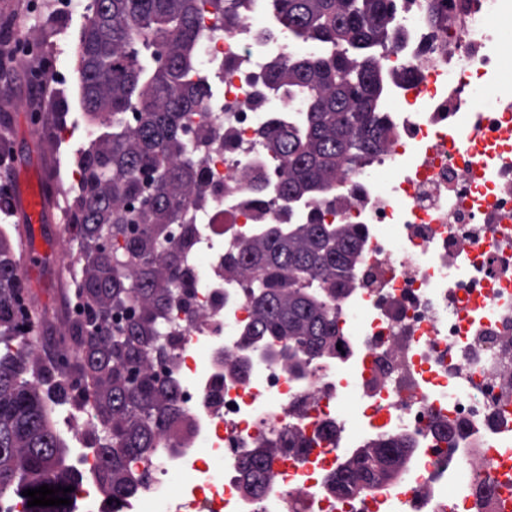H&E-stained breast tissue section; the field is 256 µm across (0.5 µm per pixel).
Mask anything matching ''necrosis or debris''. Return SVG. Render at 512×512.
<instances>
[{"mask_svg":"<svg viewBox=\"0 0 512 512\" xmlns=\"http://www.w3.org/2000/svg\"><path fill=\"white\" fill-rule=\"evenodd\" d=\"M396 0L382 54L394 78L383 116L392 134L372 164L326 199L281 197L282 163L263 129L298 115L268 89L270 65L306 49L270 0L217 32L201 23L207 88L182 133L207 185L169 232L189 273L163 319L167 365L186 419L138 470L147 485L122 512H496L500 491L472 498L467 460L512 449V53L500 22L512 0ZM31 49L20 18L0 23V68ZM389 179L377 186L376 172ZM262 176L271 201L254 205ZM318 214L358 224L352 287L330 298L339 350L294 371L280 340L243 342L255 315L249 283L225 252L266 224ZM454 428L439 436L440 426ZM412 449L381 487L344 493L335 476L382 438ZM273 442L266 491L246 492L242 463Z\"/></svg>","mask_w":512,"mask_h":512,"instance_id":"4bbe7bcc","label":"necrosis or debris"}]
</instances>
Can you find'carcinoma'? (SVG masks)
I'll return each instance as SVG.
<instances>
[{
	"instance_id": "1",
	"label": "carcinoma",
	"mask_w": 512,
	"mask_h": 512,
	"mask_svg": "<svg viewBox=\"0 0 512 512\" xmlns=\"http://www.w3.org/2000/svg\"><path fill=\"white\" fill-rule=\"evenodd\" d=\"M241 0H93L79 36V89L85 111L101 131L77 161V192L67 225L82 264L75 297L82 312L72 324L79 385L97 437L94 477L112 512L139 492L148 474L130 469L166 427L176 423L177 384L161 380L153 362L170 357L162 318L184 278L179 249L165 246L166 226L204 180L201 160L181 135L187 114L205 90L191 81L198 67L204 13L220 31L239 20ZM288 29L320 53L270 70L271 94L288 99L303 116L287 131L261 132L272 154L286 162L281 195L325 197L336 179L370 163L388 128L381 116L386 61L370 54L392 37L394 0H272ZM356 224H270L262 236L224 255V271L250 278L255 318L243 329L256 338L288 341L286 357L301 368L337 340L327 297L346 290L358 257ZM21 280L10 238L0 232V493L77 480L62 466L66 446L47 404L67 397L57 382L46 391L29 379L34 355L15 321ZM377 456L359 453L336 475L345 489L363 475L380 482L407 455L403 440L377 443ZM270 449L259 448L243 466L247 490L265 492Z\"/></svg>"
}]
</instances>
